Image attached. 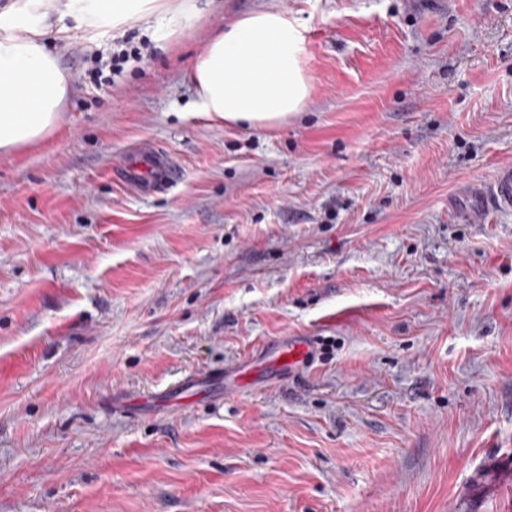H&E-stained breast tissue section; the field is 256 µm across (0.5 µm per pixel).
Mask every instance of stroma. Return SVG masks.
Segmentation results:
<instances>
[{
    "mask_svg": "<svg viewBox=\"0 0 512 512\" xmlns=\"http://www.w3.org/2000/svg\"><path fill=\"white\" fill-rule=\"evenodd\" d=\"M110 85L58 47L65 126L0 156V512H512V0H217ZM286 10L312 95L275 129L195 114L210 31ZM166 154L171 187L127 185ZM283 336L287 379L157 413ZM152 169L161 172L164 184L174 182L176 169L163 155L157 154L148 160L133 159L124 170L125 178L130 182L139 183V174L144 169ZM160 185V186H161ZM512 205V166L498 168L490 181L473 193V207L469 217L481 222L491 209Z\"/></svg>",
    "mask_w": 512,
    "mask_h": 512,
    "instance_id": "1",
    "label": "stroma"
}]
</instances>
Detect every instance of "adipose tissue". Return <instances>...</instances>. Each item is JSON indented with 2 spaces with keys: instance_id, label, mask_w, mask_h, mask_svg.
Masks as SVG:
<instances>
[{
  "instance_id": "ef3b65f1",
  "label": "adipose tissue",
  "mask_w": 512,
  "mask_h": 512,
  "mask_svg": "<svg viewBox=\"0 0 512 512\" xmlns=\"http://www.w3.org/2000/svg\"><path fill=\"white\" fill-rule=\"evenodd\" d=\"M207 17L200 0H0V155L49 139L66 122L74 80L50 39L71 28L88 42L124 34L130 21H155L158 40L181 38ZM306 27L285 11H253L202 46L187 77L198 115L228 126L273 129L301 112L312 93Z\"/></svg>"
}]
</instances>
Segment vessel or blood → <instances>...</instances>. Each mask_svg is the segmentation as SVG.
<instances>
[{
  "label": "vessel or blood",
  "instance_id": "obj_1",
  "mask_svg": "<svg viewBox=\"0 0 512 512\" xmlns=\"http://www.w3.org/2000/svg\"><path fill=\"white\" fill-rule=\"evenodd\" d=\"M161 172L165 183L176 178V169L163 155L147 160H131L124 170L128 181H137L142 170ZM512 205V166L498 168L490 181L473 194V207L469 217L482 221L490 210ZM310 352V340L304 336L283 339L276 346L262 349L258 356L232 367L195 374L170 387L164 396L154 398L156 411L168 410L174 405L194 404L198 395L209 393L213 387H223L225 394H236L254 386L272 375H285L295 371L306 361Z\"/></svg>",
  "mask_w": 512,
  "mask_h": 512
}]
</instances>
